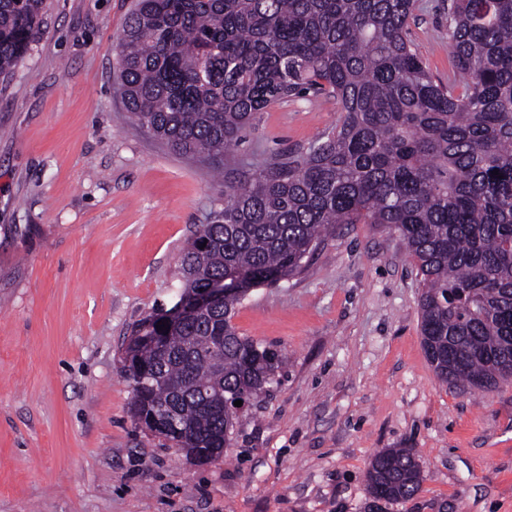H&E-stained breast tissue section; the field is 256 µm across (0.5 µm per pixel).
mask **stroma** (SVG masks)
Returning <instances> with one entry per match:
<instances>
[{
	"label": "stroma",
	"instance_id": "35a3bbf8",
	"mask_svg": "<svg viewBox=\"0 0 512 512\" xmlns=\"http://www.w3.org/2000/svg\"><path fill=\"white\" fill-rule=\"evenodd\" d=\"M136 0H45L24 60L0 74V512H512V382L440 381L420 278L397 234L345 224L303 271L251 288L232 319L284 361L203 466L131 417L121 353L171 307L178 257L224 206V181L133 127L116 93ZM409 39L453 73L448 0ZM340 118L306 93L260 112L227 173L306 152ZM412 448L418 492L373 499L367 471Z\"/></svg>",
	"mask_w": 512,
	"mask_h": 512
}]
</instances>
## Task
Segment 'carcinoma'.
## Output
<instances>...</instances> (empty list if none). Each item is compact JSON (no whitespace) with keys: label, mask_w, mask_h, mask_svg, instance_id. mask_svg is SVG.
<instances>
[{"label":"carcinoma","mask_w":512,"mask_h":512,"mask_svg":"<svg viewBox=\"0 0 512 512\" xmlns=\"http://www.w3.org/2000/svg\"><path fill=\"white\" fill-rule=\"evenodd\" d=\"M43 0H0V73L22 62ZM416 0H138L120 43V95L139 129L216 169L255 115L313 92L334 130L224 188V208L180 256L186 296L237 272L251 287L299 273L338 224H377L420 276L427 358L444 382L512 380V0H448L456 73L434 79L412 48ZM498 174H492L493 170ZM239 296L180 326L141 319L122 360L133 404L165 409L161 434L210 461L230 447L235 398L262 394L281 355L238 334ZM150 336L165 337L160 350ZM224 337L214 352L209 339ZM411 448H386L369 494L413 496Z\"/></svg>","instance_id":"cac0c4a2"}]
</instances>
